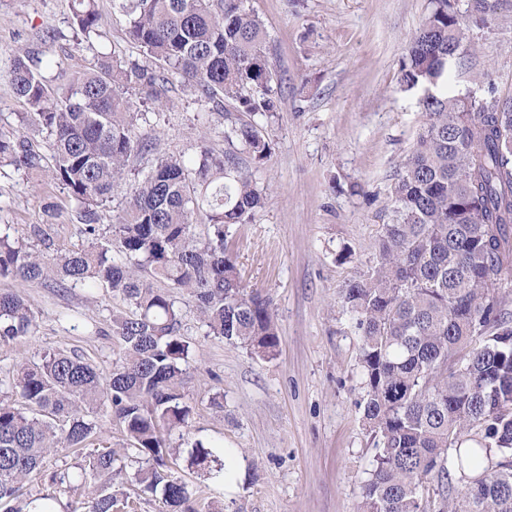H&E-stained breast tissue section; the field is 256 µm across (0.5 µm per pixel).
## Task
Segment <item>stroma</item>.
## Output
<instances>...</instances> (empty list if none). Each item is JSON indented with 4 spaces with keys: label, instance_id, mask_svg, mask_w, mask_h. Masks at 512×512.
<instances>
[{
    "label": "stroma",
    "instance_id": "obj_1",
    "mask_svg": "<svg viewBox=\"0 0 512 512\" xmlns=\"http://www.w3.org/2000/svg\"><path fill=\"white\" fill-rule=\"evenodd\" d=\"M121 0H96L101 35L78 44L70 0H0V130L22 131L28 107L12 90L13 55L88 67L95 52L123 65L151 59L127 34ZM267 33L275 116L263 122L270 158L253 168L266 191L262 210L231 226L228 246L243 284L271 300L279 330L275 356L262 357L207 335L183 303V332L194 349L182 392L192 413L181 438L235 451L233 490L178 464L199 508L224 512H360L361 487L376 449L363 421L360 332L343 303L347 285L370 274L377 241L394 219L395 175L426 115L415 92L400 85L410 35L429 0H245ZM478 53L448 67V90L481 99L512 97V9L472 26ZM139 130L149 143L130 163L137 178L170 156L199 145L227 148L224 111L176 79L162 105L144 103ZM0 230L31 250L55 256L86 246L77 209L45 172L0 166ZM27 296L29 335L0 342V396L18 401L12 376L46 351L75 353L102 373L123 354L113 313L127 311L111 289H65L0 279V292ZM219 397L220 406L210 403Z\"/></svg>",
    "mask_w": 512,
    "mask_h": 512
}]
</instances>
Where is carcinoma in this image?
Masks as SVG:
<instances>
[{"label":"carcinoma","mask_w":512,"mask_h":512,"mask_svg":"<svg viewBox=\"0 0 512 512\" xmlns=\"http://www.w3.org/2000/svg\"><path fill=\"white\" fill-rule=\"evenodd\" d=\"M430 5L400 69L402 87L421 92L427 120L396 175V219L378 240L377 263L343 296L361 332L363 413L377 448L361 512H512V314L487 284L512 271V97L467 105L441 82L450 62L475 54L470 25L496 19L503 0H466L463 12L455 0ZM122 9L130 39L156 69L126 68L102 53L55 84L46 71L61 62L14 58L13 92L29 108L22 122L47 134L50 154L0 133V163L49 169L93 242L49 258L0 233V277L106 286L131 311L112 318L124 352L109 374L64 352L17 370L12 387L26 408L0 400V512H29L36 501L53 512L57 495L71 490L83 497L69 512H114L112 487L126 456L110 446L86 455L83 466L54 471L53 491L18 505L50 454L89 445L102 407L141 463V491L162 490L169 512H199L164 460L185 452L203 476L224 477L209 444L170 443L190 416L178 390L191 353L179 303H193L208 334L261 356L279 344L269 298L242 284L226 244L229 226L249 223L265 205L241 159L260 164L271 155L258 123L227 111L224 138L237 149L220 157L203 144L195 157L166 158L129 184L108 225L119 256L98 242L96 215L122 185L132 154L148 148L130 88L159 101L177 76L202 102L273 116L263 24L243 0H124ZM72 12L82 41L99 35L94 0H72ZM33 318L27 297L0 292L1 342L28 335ZM450 450L462 486L452 499L444 483Z\"/></svg>","instance_id":"obj_1"}]
</instances>
